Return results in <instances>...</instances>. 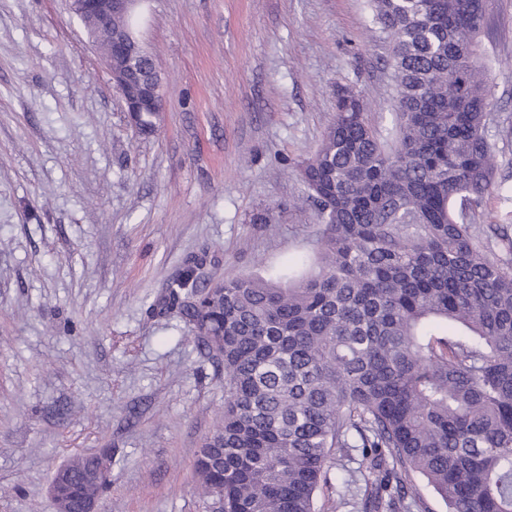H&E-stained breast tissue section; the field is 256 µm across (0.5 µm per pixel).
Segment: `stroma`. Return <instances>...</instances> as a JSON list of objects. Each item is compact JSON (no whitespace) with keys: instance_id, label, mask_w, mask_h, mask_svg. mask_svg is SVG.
<instances>
[{"instance_id":"35a3bbf8","label":"stroma","mask_w":512,"mask_h":512,"mask_svg":"<svg viewBox=\"0 0 512 512\" xmlns=\"http://www.w3.org/2000/svg\"><path fill=\"white\" fill-rule=\"evenodd\" d=\"M488 16L497 186L472 222L512 235V0ZM132 24L164 82L148 135L69 0H0V512H54L56 469L105 448L101 512H219L195 460L224 374L153 304L188 258L215 282L311 250L297 164L340 89L393 126L371 0H139Z\"/></svg>"}]
</instances>
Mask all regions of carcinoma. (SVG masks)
Returning a JSON list of instances; mask_svg holds the SVG:
<instances>
[{
  "label": "carcinoma",
  "mask_w": 512,
  "mask_h": 512,
  "mask_svg": "<svg viewBox=\"0 0 512 512\" xmlns=\"http://www.w3.org/2000/svg\"><path fill=\"white\" fill-rule=\"evenodd\" d=\"M393 40L389 138L345 89L299 165L322 224L312 254L266 280L207 285L190 262L163 306L224 365L223 424L196 474L220 512H315L333 466L374 460L365 512L420 474L449 512H512V237L477 235L495 186L486 137L488 0H372ZM127 58L149 66L141 44ZM107 458L54 476L74 505Z\"/></svg>",
  "instance_id": "obj_1"
}]
</instances>
